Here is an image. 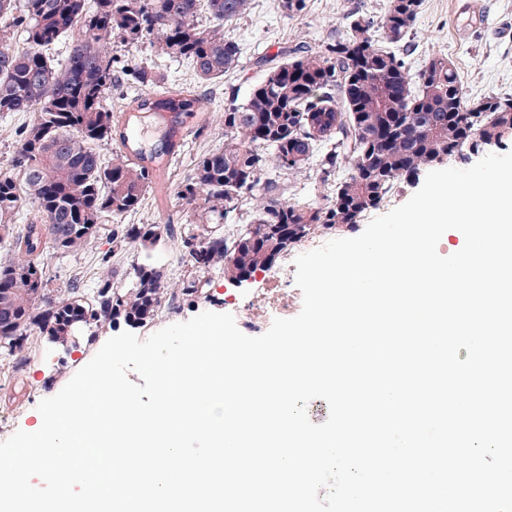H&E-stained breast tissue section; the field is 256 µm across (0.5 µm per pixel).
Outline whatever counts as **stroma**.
Wrapping results in <instances>:
<instances>
[{
    "mask_svg": "<svg viewBox=\"0 0 512 512\" xmlns=\"http://www.w3.org/2000/svg\"><path fill=\"white\" fill-rule=\"evenodd\" d=\"M354 3L355 0H306L301 14L287 18L279 12L278 0H251L248 14L231 30L241 44V63L225 74L223 81L216 84L215 94L208 96V132L185 146L172 162V173H186L201 151L223 146L224 93L231 88L239 98H246L264 77L258 57L289 51L298 45L315 49L341 36ZM439 51L448 53L455 62L468 93H512V0H424L411 43V68L419 69L429 55ZM186 218L174 198L156 199L150 195L131 218L135 224L163 226L154 258L165 272L168 291L179 293L191 282L204 283L201 292L180 302L171 322H184L205 311L225 312L233 314L244 334L265 333L273 321L266 305L280 285L265 271L236 285L225 279L220 268L204 270L193 266L178 252L176 234L166 230L167 224L180 225ZM106 252L110 253L111 262L104 266L100 259ZM133 259V251L114 249L110 230H102L97 239L76 253L49 255L44 297L90 298L95 281L108 268L114 271L115 282L126 284ZM124 330L121 324L105 325L98 328L96 336L83 334L64 343L42 336L37 343L16 349L14 356H0V425L14 431L32 430L39 402L56 395L92 359L101 347L100 337L110 338Z\"/></svg>",
    "mask_w": 512,
    "mask_h": 512,
    "instance_id": "obj_1",
    "label": "stroma"
}]
</instances>
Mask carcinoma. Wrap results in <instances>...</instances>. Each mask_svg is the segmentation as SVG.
<instances>
[{"label":"carcinoma","instance_id":"1","mask_svg":"<svg viewBox=\"0 0 512 512\" xmlns=\"http://www.w3.org/2000/svg\"><path fill=\"white\" fill-rule=\"evenodd\" d=\"M251 0H0V112L35 110L16 132L9 167L0 169V244L19 259L0 266V350L26 337L74 336L93 324L136 328L164 298V271L135 256L133 285L114 273L98 279L94 297L56 301L35 315L44 288L47 249L67 256L96 238L106 219L112 242L135 252L161 239L157 224H123L137 212L157 174L208 127L196 91H156L164 78L147 64L110 54L149 43L184 62L202 85L236 69L240 44L224 29ZM423 0H387L377 16L349 12L346 33L295 59L259 60L263 80L224 105V147L198 154L174 184L182 210L198 215L180 233V253L200 269L224 268L230 281L271 267L311 230L353 229L402 181L471 152L512 140V94L470 97L445 53L410 74L401 46L410 42ZM72 40L63 63L51 50ZM136 84L146 93L113 112L112 89ZM115 142L105 161L94 145ZM315 167L335 187L332 203L285 201L288 176ZM35 212L15 224L24 206ZM241 223L230 240L211 224Z\"/></svg>","mask_w":512,"mask_h":512}]
</instances>
